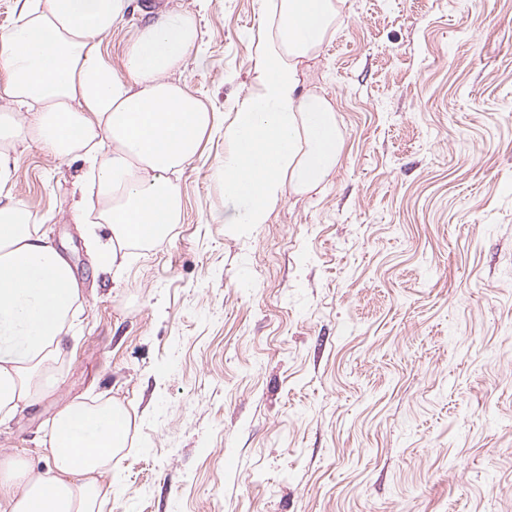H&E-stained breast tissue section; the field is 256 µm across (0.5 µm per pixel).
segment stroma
I'll return each instance as SVG.
<instances>
[{"mask_svg":"<svg viewBox=\"0 0 512 512\" xmlns=\"http://www.w3.org/2000/svg\"><path fill=\"white\" fill-rule=\"evenodd\" d=\"M130 0L114 67L148 20ZM201 27L176 79L214 110L163 241L111 275L82 164L18 146L15 194L84 287L53 391L0 426L44 466L73 398L120 402L101 512H512V0H345L303 69L344 145L331 175L239 224L215 169L256 89L258 0H163Z\"/></svg>","mask_w":512,"mask_h":512,"instance_id":"stroma-1","label":"stroma"}]
</instances>
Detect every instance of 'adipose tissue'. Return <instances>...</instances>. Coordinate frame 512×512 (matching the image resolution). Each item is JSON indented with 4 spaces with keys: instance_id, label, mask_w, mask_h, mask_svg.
Listing matches in <instances>:
<instances>
[{
    "instance_id": "ef3b65f1",
    "label": "adipose tissue",
    "mask_w": 512,
    "mask_h": 512,
    "mask_svg": "<svg viewBox=\"0 0 512 512\" xmlns=\"http://www.w3.org/2000/svg\"><path fill=\"white\" fill-rule=\"evenodd\" d=\"M256 92L224 128L216 174L243 207V224L266 223L286 196L334 170L343 137L332 103L304 89V62L336 32L337 0H260ZM129 0H17L0 34V424L53 388L50 368L74 332L81 288L66 257L16 197V144L80 159L96 188L89 213L113 238H88L98 267L122 268L116 241L156 243L179 223V173L216 125L214 113L171 81L200 38L188 12L158 14L126 43L121 68L101 50L126 20ZM122 404L74 399L55 413L42 442L45 469L0 460V512H98L111 496L112 459L126 445Z\"/></svg>"
}]
</instances>
